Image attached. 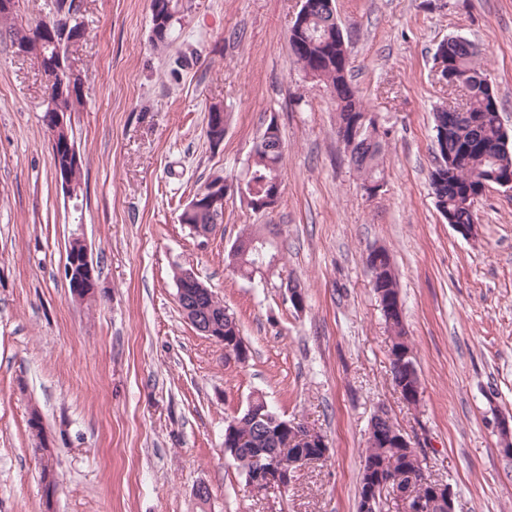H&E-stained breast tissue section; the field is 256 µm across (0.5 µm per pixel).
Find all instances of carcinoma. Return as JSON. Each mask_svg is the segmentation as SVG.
Returning a JSON list of instances; mask_svg holds the SVG:
<instances>
[{
  "instance_id": "obj_1",
  "label": "carcinoma",
  "mask_w": 512,
  "mask_h": 512,
  "mask_svg": "<svg viewBox=\"0 0 512 512\" xmlns=\"http://www.w3.org/2000/svg\"><path fill=\"white\" fill-rule=\"evenodd\" d=\"M313 4L312 19L302 28H290L288 42L292 56L304 75L316 83H322L335 93L336 129L356 126L355 136L344 141L349 151L350 161L358 171L363 182L384 179L381 166L383 138L386 131L380 129L374 116L367 112L351 82V51L349 43L341 31L327 27L330 14L327 0H308ZM75 0H51L47 15L67 20L71 17ZM173 9L179 12L166 32L151 34L154 48L166 49L176 26L182 24L185 13L179 11L178 2ZM44 20L39 18L25 21L19 16V7L0 9V37L9 41L12 48L27 46L30 60L45 74L59 67V49H67L71 40H81L85 34L83 23L74 22L68 30L56 28L54 36H48L43 30ZM480 51L471 41L466 43L448 42L444 61L448 69L472 81L470 96L465 102L467 111L457 108L438 110L433 113L434 127H444L448 131V140L440 145L448 155L460 158L452 169L435 167L431 172V185L437 198L443 200L451 223L473 227L477 223L476 205L484 194V185H494L493 173H512V150L505 152L499 148L504 137L500 119V104L494 93L485 86L486 76L478 63ZM83 106V88L80 78L68 85L64 102V111L72 115ZM75 142L72 121L58 133L57 147L51 151L52 168L64 163L65 153L61 145L65 141ZM284 144L272 142L268 149L249 157L245 171L247 182L260 186L266 180L283 181ZM383 279L373 285L374 293L386 296L399 295L397 277L390 255L382 261ZM203 308L224 314V336L234 337L241 334L234 315L226 311L224 304L215 296H206L200 302ZM390 333L389 356L392 365L393 381L404 387L421 386L417 368L406 371L397 361L400 353L411 349L409 337L404 325L403 315L397 314L385 318ZM237 428L233 437L224 439L226 454L235 462L239 473L246 477L255 471L258 465L275 462L285 468L290 466L291 457L279 448L281 434L279 426L265 424L259 427L246 415L236 417ZM379 435L371 446L365 448L359 512H365V500L368 490L380 489L388 483L410 488L416 494L425 490L429 483L422 469V459L412 448H400L389 435L397 432L390 417L375 424Z\"/></svg>"
}]
</instances>
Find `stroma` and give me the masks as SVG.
<instances>
[{"instance_id": "1", "label": "stroma", "mask_w": 512, "mask_h": 512, "mask_svg": "<svg viewBox=\"0 0 512 512\" xmlns=\"http://www.w3.org/2000/svg\"><path fill=\"white\" fill-rule=\"evenodd\" d=\"M352 82L388 132L385 186L367 196L324 86L294 63L300 0H192L170 46L150 42V0H84L72 56L85 104L72 116L84 197L59 187L40 121L44 80L0 42V512H357L371 416L385 409L450 484L456 512H512V457L495 415L512 417V193L487 189L478 234L441 216L430 183L432 114L456 106L434 73L442 41L479 45L512 135V0H333ZM231 118L220 146L211 105ZM276 118L285 147L277 205L224 198L209 239L179 222L212 173L242 176ZM279 229L276 272L247 280L227 254L249 225ZM99 271V302L64 276L72 236ZM385 247L421 379L396 389L390 337L366 255ZM194 270L234 313L246 363L199 335L176 300ZM305 292L296 312L282 276ZM320 432L330 451L285 489L255 497L224 452V427L253 395ZM38 409L57 458L46 495L28 420ZM211 490L207 507L194 497ZM52 509H45V499Z\"/></svg>"}]
</instances>
